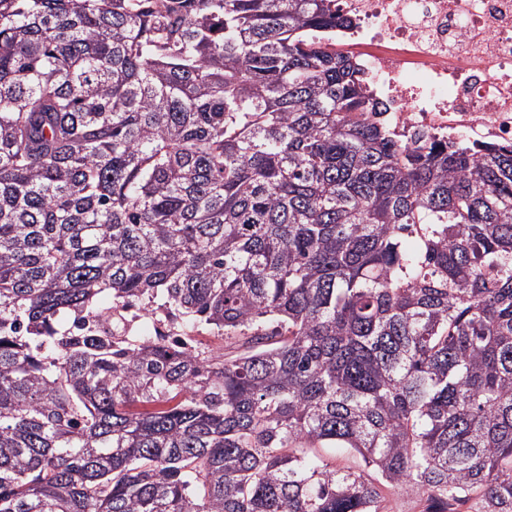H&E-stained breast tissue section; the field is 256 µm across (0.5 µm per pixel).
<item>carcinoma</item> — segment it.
<instances>
[{
  "label": "carcinoma",
  "instance_id": "carcinoma-1",
  "mask_svg": "<svg viewBox=\"0 0 512 512\" xmlns=\"http://www.w3.org/2000/svg\"><path fill=\"white\" fill-rule=\"evenodd\" d=\"M353 27L0 0V512H512V145L397 138ZM386 509L389 512H422L423 502L410 493H394L387 497Z\"/></svg>",
  "mask_w": 512,
  "mask_h": 512
}]
</instances>
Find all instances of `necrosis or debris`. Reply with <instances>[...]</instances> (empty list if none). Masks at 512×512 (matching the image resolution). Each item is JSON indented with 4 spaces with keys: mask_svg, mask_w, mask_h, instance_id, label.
<instances>
[{
    "mask_svg": "<svg viewBox=\"0 0 512 512\" xmlns=\"http://www.w3.org/2000/svg\"><path fill=\"white\" fill-rule=\"evenodd\" d=\"M398 138L512 144V0H340Z\"/></svg>",
    "mask_w": 512,
    "mask_h": 512,
    "instance_id": "4bbe7bcc",
    "label": "necrosis or debris"
}]
</instances>
